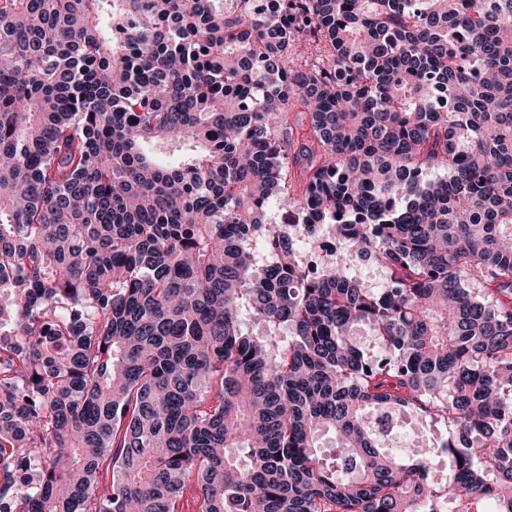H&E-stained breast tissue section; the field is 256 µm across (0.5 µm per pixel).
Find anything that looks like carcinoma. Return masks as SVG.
<instances>
[{
	"label": "carcinoma",
	"mask_w": 512,
	"mask_h": 512,
	"mask_svg": "<svg viewBox=\"0 0 512 512\" xmlns=\"http://www.w3.org/2000/svg\"><path fill=\"white\" fill-rule=\"evenodd\" d=\"M187 492L512 512V0H0V512ZM404 425V432L406 434L407 444H410L414 439V432L424 430L428 437L438 445L448 437V427L442 423H432L422 426L413 419H409Z\"/></svg>",
	"instance_id": "obj_1"
}]
</instances>
